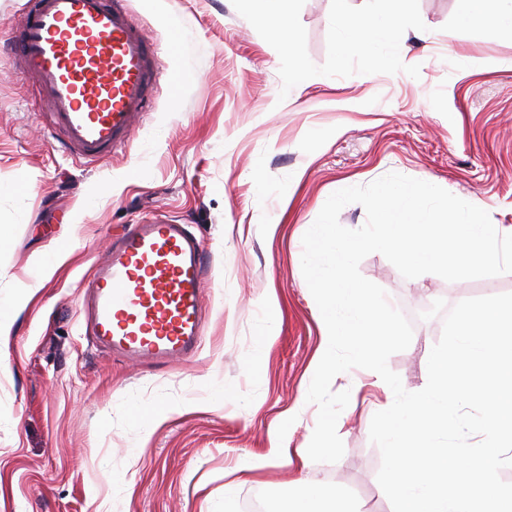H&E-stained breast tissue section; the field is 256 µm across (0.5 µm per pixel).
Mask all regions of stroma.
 <instances>
[{
    "mask_svg": "<svg viewBox=\"0 0 512 512\" xmlns=\"http://www.w3.org/2000/svg\"><path fill=\"white\" fill-rule=\"evenodd\" d=\"M23 3L0 0V512H240L255 491L275 503L325 487L356 512H392L369 438L383 394L365 370L331 383L350 393L342 458L307 454L327 342L302 237L333 192L391 172L484 198L492 223L512 226V30L462 28L456 0H419L425 28L400 46L419 77L315 76L283 98L277 52L231 0H125L157 49L152 103L122 149L87 166L62 154L38 91L12 73ZM330 5L300 12L318 65ZM159 215L193 226L213 276L196 357L155 364L92 347L81 298L113 237ZM359 269L413 326L388 361L410 392L443 326L418 318L420 303L512 292V274L407 279L379 253ZM243 465L246 482L225 491Z\"/></svg>",
    "mask_w": 512,
    "mask_h": 512,
    "instance_id": "1",
    "label": "stroma"
}]
</instances>
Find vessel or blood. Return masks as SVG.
Masks as SVG:
<instances>
[{"label":"vessel or blood","instance_id":"vessel-or-blood-1","mask_svg":"<svg viewBox=\"0 0 512 512\" xmlns=\"http://www.w3.org/2000/svg\"><path fill=\"white\" fill-rule=\"evenodd\" d=\"M10 49L15 77L33 81L49 128L86 164L124 146L150 106L156 50L123 0H27ZM208 266L187 225H131L84 284L86 335L129 359L193 356Z\"/></svg>","mask_w":512,"mask_h":512}]
</instances>
